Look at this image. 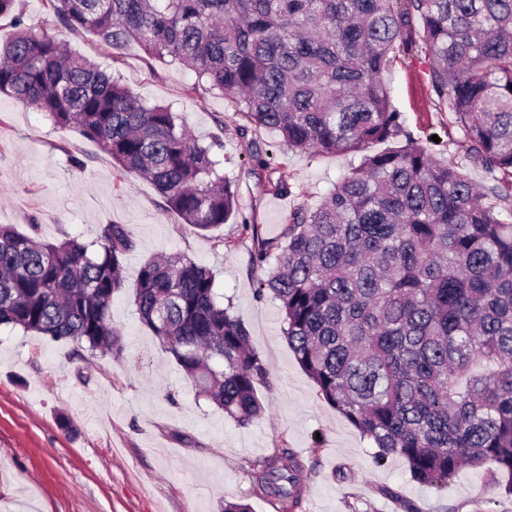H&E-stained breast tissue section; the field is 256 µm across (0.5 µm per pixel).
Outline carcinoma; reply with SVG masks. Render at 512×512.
I'll use <instances>...</instances> for the list:
<instances>
[{
  "label": "carcinoma",
  "mask_w": 512,
  "mask_h": 512,
  "mask_svg": "<svg viewBox=\"0 0 512 512\" xmlns=\"http://www.w3.org/2000/svg\"><path fill=\"white\" fill-rule=\"evenodd\" d=\"M32 27L23 0H0L15 32L0 45V94L96 143L149 181L197 233L236 217V180L217 139L191 137L171 107L150 103L73 53L59 32L85 31L118 55L192 70V91L237 103L250 174L273 178L249 132L289 150L360 155L316 208L298 207L277 241L256 239L267 267L255 297L279 302L283 334L317 395L411 477L442 488L460 468L492 466L512 493V0H46ZM422 54L468 162L495 174L481 193L464 169L421 146L383 76L397 54ZM390 147L370 154L368 145ZM0 225V326L122 354L112 325L126 288L127 227L88 242L48 241ZM151 330L198 393L241 425L263 412L269 369L219 301L215 276L182 254L141 267L133 288ZM304 466L288 448L252 464L253 490L299 506Z\"/></svg>",
  "instance_id": "obj_1"
}]
</instances>
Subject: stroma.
Wrapping results in <instances>:
<instances>
[{"label": "stroma", "mask_w": 512, "mask_h": 512, "mask_svg": "<svg viewBox=\"0 0 512 512\" xmlns=\"http://www.w3.org/2000/svg\"><path fill=\"white\" fill-rule=\"evenodd\" d=\"M69 48L112 73L149 102L170 105L191 135L220 138L226 174L239 180L241 211L220 236H202L166 210L145 179L124 176L98 145L56 129L44 113L0 95V224L47 240H92L98 225H127L135 248L124 263L128 287L112 300V323L123 336L120 358L0 328V512H221L225 501L252 512H276L253 491L251 461L289 448L302 461L301 505L295 512H402L409 500L423 512H512V496L494 487L487 468H461L442 488L414 481L404 459L374 462L373 443L316 393L290 351L272 297L256 300L264 270L253 267L255 237L275 239L294 208L317 207L353 154L287 150L271 131L256 141L290 196L261 192L245 144L236 133V105L218 93L195 94L193 71L151 66L138 45L120 58L88 34H70ZM423 57L398 55L384 81L393 108L424 146L452 165H466L459 130L427 82ZM467 167L479 189L492 173ZM160 253H182L210 268L219 293L248 329L270 375L258 385L263 418L241 426L198 397L194 383L138 320L131 284Z\"/></svg>", "instance_id": "1"}]
</instances>
